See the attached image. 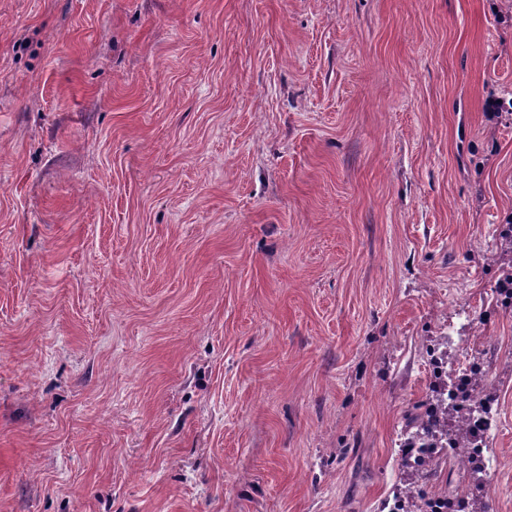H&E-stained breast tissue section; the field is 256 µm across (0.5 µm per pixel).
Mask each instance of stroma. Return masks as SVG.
Here are the masks:
<instances>
[{"mask_svg": "<svg viewBox=\"0 0 512 512\" xmlns=\"http://www.w3.org/2000/svg\"><path fill=\"white\" fill-rule=\"evenodd\" d=\"M501 0H0V512H380L473 318L512 512Z\"/></svg>", "mask_w": 512, "mask_h": 512, "instance_id": "1", "label": "stroma"}]
</instances>
